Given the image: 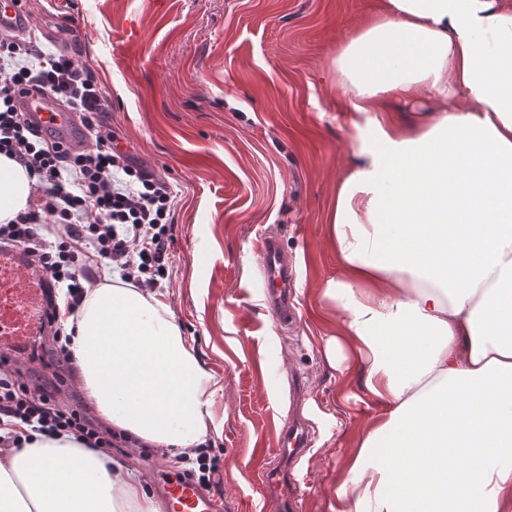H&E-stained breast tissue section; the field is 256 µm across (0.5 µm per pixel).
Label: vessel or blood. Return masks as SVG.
<instances>
[{"label":"vessel or blood","instance_id":"1","mask_svg":"<svg viewBox=\"0 0 512 512\" xmlns=\"http://www.w3.org/2000/svg\"><path fill=\"white\" fill-rule=\"evenodd\" d=\"M30 26L28 14L14 0H0V29L25 30ZM23 109L45 134L80 147L87 142V132L76 112L53 102L37 92L23 98ZM264 294L267 304L278 321H286L294 313L290 282L292 274L288 259L273 238H265L261 246ZM10 279L15 288L14 301L8 309H0V355L10 358L21 354L28 337L38 335L45 320L41 284L46 274L28 265L15 250H0V278ZM310 447L309 429L299 417H292L283 428L281 455L288 465H263L258 469L261 487L277 494L281 512H294L296 501L289 491L293 479L291 469ZM169 512H223V502L202 489L196 482L174 474L158 487Z\"/></svg>","mask_w":512,"mask_h":512}]
</instances>
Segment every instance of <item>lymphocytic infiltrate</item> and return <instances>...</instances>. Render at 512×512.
<instances>
[{
  "instance_id": "1",
  "label": "lymphocytic infiltrate",
  "mask_w": 512,
  "mask_h": 512,
  "mask_svg": "<svg viewBox=\"0 0 512 512\" xmlns=\"http://www.w3.org/2000/svg\"><path fill=\"white\" fill-rule=\"evenodd\" d=\"M3 56L17 65L0 77V154L35 178L40 196L27 212L0 224V245L17 248L48 273L45 335L54 366L65 370L73 357L60 312L82 303L101 269L150 289L168 278L173 192L164 177L120 149L100 121L110 103L86 64L65 52L43 53L26 31L0 32ZM32 89L78 112L88 132L85 148L46 138L26 118L19 100ZM36 432L69 433L106 454L119 444H139L96 424L86 408L60 403L41 376L0 357V447H23Z\"/></svg>"
}]
</instances>
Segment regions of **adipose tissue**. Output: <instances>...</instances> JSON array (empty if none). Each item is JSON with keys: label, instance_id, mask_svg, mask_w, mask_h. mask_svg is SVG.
Here are the masks:
<instances>
[{"label": "adipose tissue", "instance_id": "obj_1", "mask_svg": "<svg viewBox=\"0 0 512 512\" xmlns=\"http://www.w3.org/2000/svg\"><path fill=\"white\" fill-rule=\"evenodd\" d=\"M370 115L336 179L324 299L330 365L376 411L352 437L336 512H512V0H383L339 50ZM427 101L411 123L387 101ZM465 101L462 110L453 101ZM34 179L0 155V224ZM83 388L114 428L176 455L218 430L224 387L166 295L104 281L67 315ZM159 512L139 474L74 439L0 449V512Z\"/></svg>", "mask_w": 512, "mask_h": 512}]
</instances>
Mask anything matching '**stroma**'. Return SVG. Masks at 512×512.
<instances>
[{
	"label": "stroma",
	"instance_id": "1",
	"mask_svg": "<svg viewBox=\"0 0 512 512\" xmlns=\"http://www.w3.org/2000/svg\"><path fill=\"white\" fill-rule=\"evenodd\" d=\"M381 0H22L44 52L64 48L111 107L103 124L174 191L172 275L162 281L184 338L224 384L208 490L224 512H277L253 478L301 411L314 445L301 463L299 512H334L350 438L372 410L340 396L325 343L341 311L321 298L336 274L326 209L357 145L356 113L332 61ZM293 268L299 319L275 325L262 293L259 239ZM302 373L293 404L289 371ZM153 488L174 456L113 449Z\"/></svg>",
	"mask_w": 512,
	"mask_h": 512
}]
</instances>
